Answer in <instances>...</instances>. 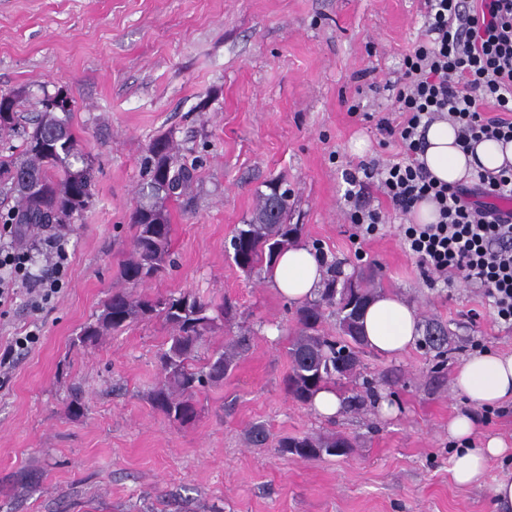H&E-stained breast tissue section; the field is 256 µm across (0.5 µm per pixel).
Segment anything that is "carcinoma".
<instances>
[{
	"label": "carcinoma",
	"instance_id": "obj_1",
	"mask_svg": "<svg viewBox=\"0 0 512 512\" xmlns=\"http://www.w3.org/2000/svg\"><path fill=\"white\" fill-rule=\"evenodd\" d=\"M46 93L38 101L40 112L31 129L19 130L18 95L0 94V196L14 201L7 212L0 213L1 224H18L27 234L44 224L65 227L85 210L94 197L95 169L75 139L67 116L73 111V99L58 108ZM148 192L130 214L133 228L130 257L120 268L126 287L115 289L105 300L96 322L84 327L98 339L105 330L121 332L139 321L161 319L171 328L167 348L160 354L162 380L149 395L151 407L170 422L179 425L194 421L198 415L196 395L210 382L222 379L233 368L235 359L248 352L252 336L243 333L231 338L227 348L213 353L206 362L194 365L199 349L217 319L229 315L233 306L224 302L215 307L190 293L148 296L135 289L160 276L170 260V219L167 203L182 196L190 187L196 162L178 155L172 137L153 139L144 160ZM269 192L257 193L251 218L238 225L231 238L233 261L242 271H263L276 254L296 243L302 225L288 223L290 207L278 205V215L271 220L266 211ZM338 268L330 270L317 298L297 307L295 332L288 337L290 371L285 379L287 395L296 403L312 404L315 393L336 384L345 375L336 371V347L349 350L348 359L357 367L363 336L336 340L323 328L324 308L336 307L338 328L346 320L362 328V312L374 298V279L359 274L356 301L352 309L336 300ZM347 444L341 437L302 436L279 440L281 453L296 449L295 455L314 460L334 456V449Z\"/></svg>",
	"mask_w": 512,
	"mask_h": 512
}]
</instances>
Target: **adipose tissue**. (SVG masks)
Instances as JSON below:
<instances>
[{"label": "adipose tissue", "mask_w": 512, "mask_h": 512, "mask_svg": "<svg viewBox=\"0 0 512 512\" xmlns=\"http://www.w3.org/2000/svg\"><path fill=\"white\" fill-rule=\"evenodd\" d=\"M425 138L421 161L435 179L451 185L468 178L479 166L496 171L512 165V142L483 140L469 153L457 145V131L446 121L431 124ZM324 275L321 258L303 243L284 251L267 271L271 285L292 304L315 298ZM362 324L367 345L387 355L403 353L418 335L414 309L394 294L375 296L364 311ZM454 386L477 405L493 407L512 400V354L474 353L459 367ZM475 429V418L467 411L456 413L448 422V434L459 444L451 473L460 485L476 483L487 460L508 451L505 442L496 437L483 441L480 447H471Z\"/></svg>", "instance_id": "adipose-tissue-1"}]
</instances>
